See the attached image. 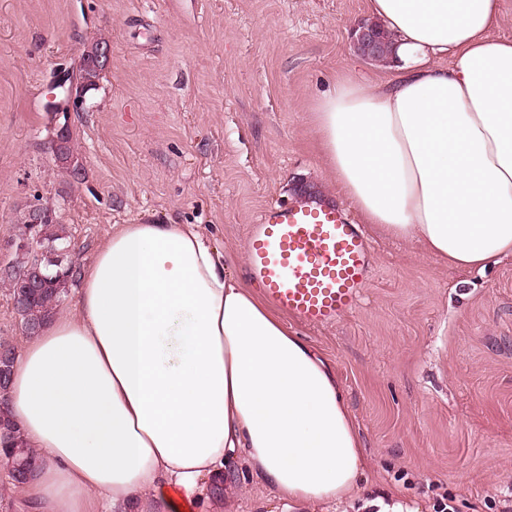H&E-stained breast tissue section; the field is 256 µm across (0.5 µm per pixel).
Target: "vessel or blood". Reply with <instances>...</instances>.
Returning <instances> with one entry per match:
<instances>
[{"label":"vessel or blood","instance_id":"obj_1","mask_svg":"<svg viewBox=\"0 0 512 512\" xmlns=\"http://www.w3.org/2000/svg\"><path fill=\"white\" fill-rule=\"evenodd\" d=\"M248 272L266 299L311 327L355 309L372 271V245L343 207L296 199L248 227Z\"/></svg>","mask_w":512,"mask_h":512}]
</instances>
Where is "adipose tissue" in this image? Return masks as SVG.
Instances as JSON below:
<instances>
[{
    "mask_svg": "<svg viewBox=\"0 0 512 512\" xmlns=\"http://www.w3.org/2000/svg\"><path fill=\"white\" fill-rule=\"evenodd\" d=\"M393 72L318 98L324 159L367 223L458 268L512 254V40L501 0H368ZM72 306L24 341L0 406L38 467L29 512H193L229 469L321 512L369 458L343 386L193 224H118Z\"/></svg>",
    "mask_w": 512,
    "mask_h": 512,
    "instance_id": "adipose-tissue-1",
    "label": "adipose tissue"
}]
</instances>
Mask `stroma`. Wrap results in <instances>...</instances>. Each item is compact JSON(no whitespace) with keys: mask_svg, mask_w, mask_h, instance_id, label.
<instances>
[{"mask_svg":"<svg viewBox=\"0 0 512 512\" xmlns=\"http://www.w3.org/2000/svg\"><path fill=\"white\" fill-rule=\"evenodd\" d=\"M367 0H0V341L22 347L4 269L20 219L55 209L77 267L116 224H194L237 256L271 203L340 206L312 112L339 80L372 81L351 31ZM112 56L87 107L53 83L81 53ZM73 132L72 179L51 143ZM360 305L334 326H288L336 370L370 457L365 494L434 512H502L512 489V255L460 269L373 225Z\"/></svg>","mask_w":512,"mask_h":512,"instance_id":"stroma-1","label":"stroma"}]
</instances>
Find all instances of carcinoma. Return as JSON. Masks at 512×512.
Returning a JSON list of instances; mask_svg holds the SVG:
<instances>
[{
    "label": "carcinoma",
    "instance_id": "cac0c4a2",
    "mask_svg": "<svg viewBox=\"0 0 512 512\" xmlns=\"http://www.w3.org/2000/svg\"><path fill=\"white\" fill-rule=\"evenodd\" d=\"M98 47L97 43L92 45L80 57V82L86 93L95 89L104 71V67L95 61ZM71 140L70 136L62 140L57 145L54 155L59 162L67 165V170L75 178L78 166H69L73 156ZM43 211L45 219L36 226L29 224L26 217L21 219L28 236L24 244L20 245V249L23 250L22 260L11 266L8 276L9 290L11 296L14 297L19 277L33 267L37 260V251H42L43 259L40 272L43 279L41 287L36 294L25 298L16 309L21 318L22 330L30 334L36 332L55 311L75 275V272L72 271L73 261L69 259L70 242L67 236L63 235V229L57 227L56 212L48 207L43 208ZM0 427L12 433L10 448L4 450L5 455H18L28 470H33L34 457L31 449L27 447L18 426L2 412H0Z\"/></svg>",
    "mask_w": 512,
    "mask_h": 512
}]
</instances>
